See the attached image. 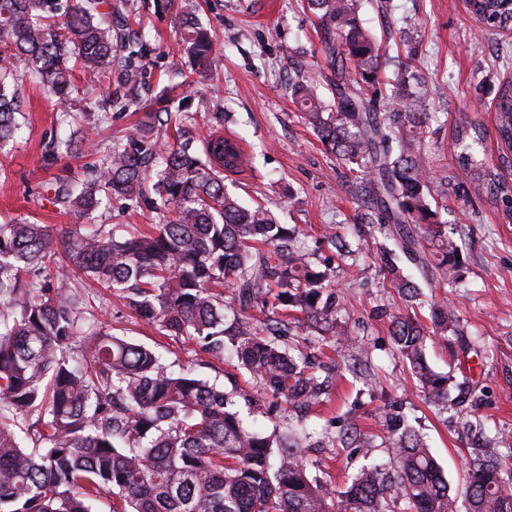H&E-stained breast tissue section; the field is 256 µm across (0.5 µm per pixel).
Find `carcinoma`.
<instances>
[{
  "label": "carcinoma",
  "instance_id": "1",
  "mask_svg": "<svg viewBox=\"0 0 512 512\" xmlns=\"http://www.w3.org/2000/svg\"><path fill=\"white\" fill-rule=\"evenodd\" d=\"M319 22L332 99L304 75L290 95L319 141L355 175L360 222L393 242L386 262L391 287L408 301L420 286L395 259L414 266L426 284L456 287L462 247L432 208L437 165L424 151L430 126L418 111L424 96L414 58L392 57L362 25L360 0H306ZM486 30L512 27L508 0H466ZM135 0H0V143L19 131L13 62L46 94L72 104L89 88L113 91L100 112L63 110L46 162L95 144L107 112L144 104L160 55L132 28ZM178 71L191 85L220 70L211 31L193 12L175 13ZM203 95L194 112L149 113L103 161L81 177L60 178L50 202L93 219L102 200L144 205L158 222L146 232L92 224L56 233L45 224H0V512H512V469L494 453L471 460L462 491L451 489L423 436L397 408L380 418L389 428L387 468L367 465L339 500L309 476L301 449L312 434L300 423L281 427L252 390L211 384L190 369L171 370L152 349L89 326L70 286L80 273L122 294L125 306L163 336L192 340L215 362L229 354L262 388L296 412L320 405L336 380L332 345L355 339L337 320L347 305L327 271L288 225L258 204L246 206L224 180L246 170L234 143H198L190 122L214 115ZM176 126L168 139L162 128ZM483 126H455L451 147L471 188L487 193L512 218V185L475 154ZM497 146L512 153V84L496 102ZM238 313L228 316L222 287ZM258 308L265 320H253ZM315 333L317 352L296 353L293 313ZM431 325L411 312L391 316L395 349L424 395L443 405L452 377L426 361L427 341L452 342L463 328L448 302L431 307ZM247 407L242 414L239 405ZM333 447L368 454L373 436L350 423Z\"/></svg>",
  "mask_w": 512,
  "mask_h": 512
}]
</instances>
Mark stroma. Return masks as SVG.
<instances>
[{
  "label": "stroma",
  "mask_w": 512,
  "mask_h": 512,
  "mask_svg": "<svg viewBox=\"0 0 512 512\" xmlns=\"http://www.w3.org/2000/svg\"><path fill=\"white\" fill-rule=\"evenodd\" d=\"M194 2L202 22L217 35L221 76L214 82L179 85L175 71L181 60L171 56L160 87L172 88L176 99L202 92L220 99L224 133L239 137L253 161L252 171L237 176L234 186L246 203L264 204L279 223L295 226L307 245H315L331 227L340 239L360 249L335 262L333 281L349 297L342 316L368 367L341 370L328 402L309 415L308 430L317 435L354 421L381 439L386 430L378 411L392 403L430 445L452 486L461 485L466 466L476 455L496 452L512 462V447L502 449L496 443L499 433H512V219L503 216L494 200L474 195L468 175L448 150L461 117L494 129L497 93L512 80V29L488 35L462 0H362L360 7L365 28L388 44L391 53L415 55L427 88L421 109L434 131L425 149L448 177V195L439 201L441 219L462 229L468 263L463 281L448 290L424 286L423 302L413 309L426 322L431 303L448 299L467 334L461 347H427V361L434 370L477 388V401L443 406L425 398L393 349L389 316L404 305L389 286L383 260L392 243L358 222V204L343 178L344 167L305 125L288 95L289 67L280 52L284 44L297 50L307 76L319 81L321 95L329 93L321 82L327 65L320 53L316 17L305 0ZM138 6L152 44L171 48L178 33L174 14L163 11L160 0H138ZM19 89L22 132L0 145V223L24 218L57 232L82 229L84 219L46 200V183L68 169L100 160L102 147L111 146L157 106L113 115L100 131L99 148L48 165L46 143L61 106L31 80H23ZM78 291L93 306L94 328L146 344L175 368H191L201 378L248 385L249 375L233 361L209 363L194 342L160 335L112 293L91 283L80 285ZM463 411L473 422L467 432L457 424ZM303 455L311 476L333 496L366 463L389 460L384 447L367 458L353 448L338 453L329 446L304 449Z\"/></svg>",
  "instance_id": "1"
}]
</instances>
